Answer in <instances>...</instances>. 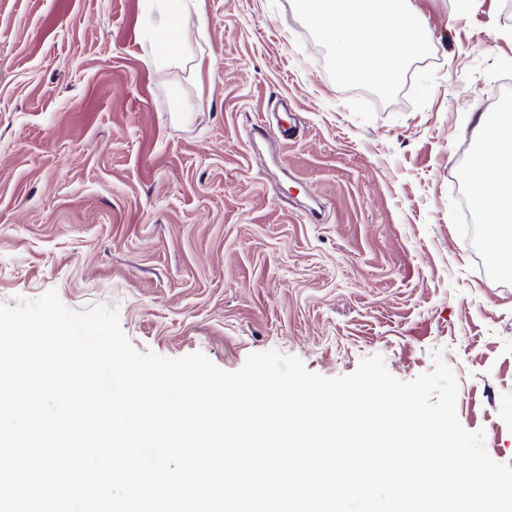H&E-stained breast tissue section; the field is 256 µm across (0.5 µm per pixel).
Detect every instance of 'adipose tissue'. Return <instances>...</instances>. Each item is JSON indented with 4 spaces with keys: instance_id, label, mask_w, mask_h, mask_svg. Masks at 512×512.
I'll list each match as a JSON object with an SVG mask.
<instances>
[{
    "instance_id": "ef3b65f1",
    "label": "adipose tissue",
    "mask_w": 512,
    "mask_h": 512,
    "mask_svg": "<svg viewBox=\"0 0 512 512\" xmlns=\"http://www.w3.org/2000/svg\"><path fill=\"white\" fill-rule=\"evenodd\" d=\"M153 16L144 40L159 65H169L172 49L184 44V20L197 0H148ZM319 35L328 42L339 67L355 81L377 84L411 57L423 54L431 41L424 17L409 0H295ZM366 51H358V44ZM482 148L474 163L478 209L489 217L492 238L512 242V113L507 122H481Z\"/></svg>"
}]
</instances>
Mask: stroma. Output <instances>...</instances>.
I'll use <instances>...</instances> for the list:
<instances>
[{
    "mask_svg": "<svg viewBox=\"0 0 512 512\" xmlns=\"http://www.w3.org/2000/svg\"><path fill=\"white\" fill-rule=\"evenodd\" d=\"M412 2L432 50L383 93L293 0H198L197 83L153 63L145 0H0V303L115 306L138 351L226 371L379 355L410 381L438 352L512 465V275L471 176L479 118L512 108V0Z\"/></svg>",
    "mask_w": 512,
    "mask_h": 512,
    "instance_id": "stroma-1",
    "label": "stroma"
}]
</instances>
